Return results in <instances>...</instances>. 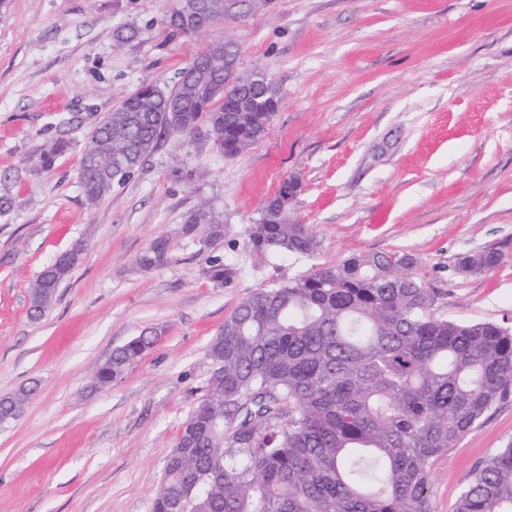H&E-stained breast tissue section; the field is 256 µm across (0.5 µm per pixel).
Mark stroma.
Returning a JSON list of instances; mask_svg holds the SVG:
<instances>
[{"label": "stroma", "mask_w": 512, "mask_h": 512, "mask_svg": "<svg viewBox=\"0 0 512 512\" xmlns=\"http://www.w3.org/2000/svg\"><path fill=\"white\" fill-rule=\"evenodd\" d=\"M177 0H0V396L34 393L0 427V512H153L166 457L214 366L208 345L241 298L354 253L405 252L453 320L512 328V0H270L196 35L168 28ZM135 29L115 44L117 28ZM265 72L280 104L247 150L171 136L88 204L87 138L142 86L173 89L211 46ZM60 145L49 170L41 153ZM287 179L288 220L313 255L258 262L249 230ZM207 206L223 241L184 235ZM168 237L174 262L138 255ZM83 243L38 320L37 274ZM502 256L464 275L463 255ZM234 267L209 277L210 259ZM159 340L109 388H88L112 349ZM512 441V393L431 467L430 512H455L474 469Z\"/></svg>", "instance_id": "stroma-1"}]
</instances>
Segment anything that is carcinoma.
<instances>
[{
	"label": "carcinoma",
	"instance_id": "1",
	"mask_svg": "<svg viewBox=\"0 0 512 512\" xmlns=\"http://www.w3.org/2000/svg\"><path fill=\"white\" fill-rule=\"evenodd\" d=\"M224 21V0H209L197 30ZM219 44L183 71L202 68L190 90L146 85L107 113L81 158V188L90 204L124 182L173 134L206 133L235 156L265 131L279 106L267 82L262 96L224 84ZM285 181L250 228L254 254L311 255L319 241L308 224L284 215ZM185 235L224 238L211 210L191 211ZM166 237L153 239L137 264L172 262ZM501 262L494 250L458 261L466 274ZM76 262L46 265L31 284L30 316L39 319ZM408 253L354 254L242 297L210 343L207 355L224 368L192 409L175 447L190 452L165 463L153 512H172L175 494L196 482L184 512H429L431 466L512 392V329L493 322L450 320L436 294L417 276ZM156 341L142 334L114 349L92 374L101 391L121 379ZM34 388L0 398V425L14 420ZM224 407L232 430H206L201 415ZM456 512H512V442L485 460Z\"/></svg>",
	"mask_w": 512,
	"mask_h": 512
}]
</instances>
